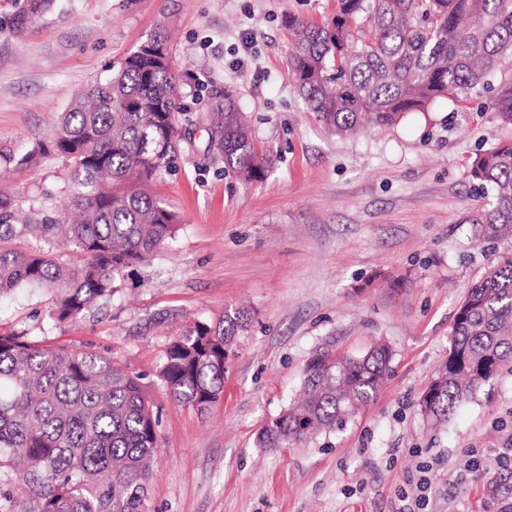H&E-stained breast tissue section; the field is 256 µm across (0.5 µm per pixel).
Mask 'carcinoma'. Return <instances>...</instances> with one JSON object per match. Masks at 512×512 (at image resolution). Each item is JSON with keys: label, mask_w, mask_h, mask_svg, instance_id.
Here are the masks:
<instances>
[{"label": "carcinoma", "mask_w": 512, "mask_h": 512, "mask_svg": "<svg viewBox=\"0 0 512 512\" xmlns=\"http://www.w3.org/2000/svg\"><path fill=\"white\" fill-rule=\"evenodd\" d=\"M326 26L295 24L289 70L307 108L329 131L357 133L367 119L396 123L439 97L491 94L499 123L512 129V0H336ZM158 33L114 62L63 113L35 152L65 164L67 208L32 209L16 224L14 200L0 195V296L37 285L59 288L49 311L73 322L110 300L124 269L175 236L176 216L147 185L187 141L176 125L177 79ZM206 150L224 172L257 178L269 165L230 91L208 108ZM491 198L471 218L474 239L512 236V141L477 155L471 167ZM17 236H62L81 261L51 251L1 246ZM484 276L460 303L448 361L429 381L422 414L448 420L456 404L512 364V248H494ZM246 327L227 312L196 321L171 342L158 376L176 401L207 409L224 389V348ZM391 359L384 344L357 357L319 349L305 367L303 398L262 429L264 448H283L333 430L370 403ZM160 417L141 376L86 347L55 346L24 332L0 333V512H145Z\"/></svg>", "instance_id": "obj_1"}]
</instances>
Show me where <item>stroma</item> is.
<instances>
[{"label":"stroma","mask_w":512,"mask_h":512,"mask_svg":"<svg viewBox=\"0 0 512 512\" xmlns=\"http://www.w3.org/2000/svg\"><path fill=\"white\" fill-rule=\"evenodd\" d=\"M27 0H0V193L19 212L54 193L61 160L20 159L54 132L96 77L155 31L170 37L182 111L204 113L229 90L264 176L244 181L203 158L191 131L152 185L179 218L174 240L125 270L98 310L60 326L54 290L0 299V332L93 347L142 382L160 411L161 448L146 512H502L512 502V368L448 421L430 425L421 395L448 356L469 286L492 257L473 238L483 200L476 154L511 136L487 97L441 99L396 125L328 133L289 76L292 20L325 25L336 0H52L19 25ZM245 309L224 390L200 412L170 398L157 372L195 321ZM387 345L377 396L334 430L276 450L259 435L302 388L313 352L359 356Z\"/></svg>","instance_id":"obj_1"}]
</instances>
